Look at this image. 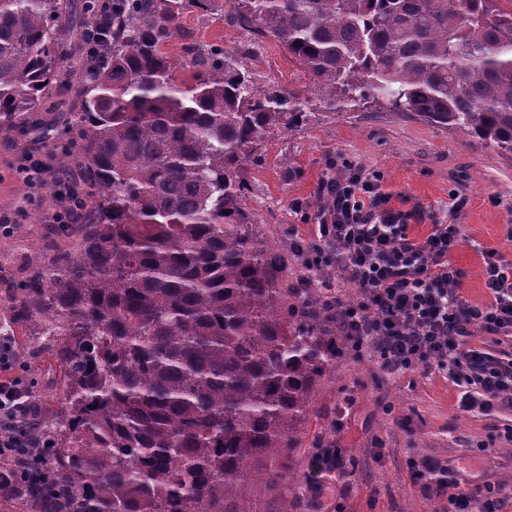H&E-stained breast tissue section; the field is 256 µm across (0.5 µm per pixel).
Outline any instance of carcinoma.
Wrapping results in <instances>:
<instances>
[{
    "label": "carcinoma",
    "mask_w": 512,
    "mask_h": 512,
    "mask_svg": "<svg viewBox=\"0 0 512 512\" xmlns=\"http://www.w3.org/2000/svg\"><path fill=\"white\" fill-rule=\"evenodd\" d=\"M337 102L380 95L512 157V9L498 0H231ZM178 2L112 0V55L84 74L72 242L19 285L60 373L51 448L17 494L36 512H304L294 453L345 344L291 255L258 237L239 170L306 117L229 53L162 50ZM67 0H0V125L41 110L66 61ZM190 70V80L181 77Z\"/></svg>",
    "instance_id": "1"
}]
</instances>
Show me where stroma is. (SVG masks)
Wrapping results in <instances>:
<instances>
[{
    "label": "stroma",
    "mask_w": 512,
    "mask_h": 512,
    "mask_svg": "<svg viewBox=\"0 0 512 512\" xmlns=\"http://www.w3.org/2000/svg\"><path fill=\"white\" fill-rule=\"evenodd\" d=\"M179 2L180 29L164 46L172 59L186 57L191 47L219 46L245 67L255 88L307 101L306 121L263 135L239 173L243 205L261 237L279 248L289 246L294 236L312 238L324 206L317 188L322 179L336 176L328 161L339 155L382 173L393 204L423 208L424 219L408 227L410 237H425L435 224L461 225L463 239L451 260L465 272V297L475 304L486 301L483 251L494 248L512 258V242L506 239L512 226L511 157L463 130L437 127L382 100L331 107L279 42L239 23L231 0ZM79 90L78 77L61 69L52 99L41 108L42 125L67 120ZM79 141L75 129L61 141L40 130L23 135L0 127V211L26 207L13 234L0 236V325L13 334L20 354L15 375L31 373L33 404L51 410L58 407L59 375L17 316L20 282L53 256L51 191H29L16 169L30 155L58 164L63 146ZM297 201L303 211H295ZM335 403L344 405L345 417L332 437L344 452L348 472L339 485L313 489L314 512H327L330 501L340 512H448L447 501L425 495L415 477L428 457L448 463L460 490L490 483L512 498V441L507 438L512 410H462L446 373L434 369L393 376L372 355L342 358L321 380L310 432L324 429V413Z\"/></svg>",
    "instance_id": "1"
}]
</instances>
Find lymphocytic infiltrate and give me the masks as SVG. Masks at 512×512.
<instances>
[{"mask_svg": "<svg viewBox=\"0 0 512 512\" xmlns=\"http://www.w3.org/2000/svg\"><path fill=\"white\" fill-rule=\"evenodd\" d=\"M318 193L326 203L317 215L312 240L294 241L291 249L307 275L305 288L319 289L354 355L378 353L390 375L420 368L448 373L460 389L464 410L512 408V358L497 357L472 346L475 331L488 336L512 334V259L495 249L483 254L488 300L474 304L461 291L464 271L451 260L462 238L457 224L432 225L420 240L407 229L419 219L418 208L392 205L382 177L354 166L321 181ZM353 284L350 301L323 277ZM13 346L0 335V491L13 492L12 473L28 462L41 444L33 431L18 427L20 419L37 415L22 381L11 376ZM437 497L448 500V512H503L505 499L488 484L470 491L436 458L419 471Z\"/></svg>", "mask_w": 512, "mask_h": 512, "instance_id": "1", "label": "lymphocytic infiltrate"}]
</instances>
